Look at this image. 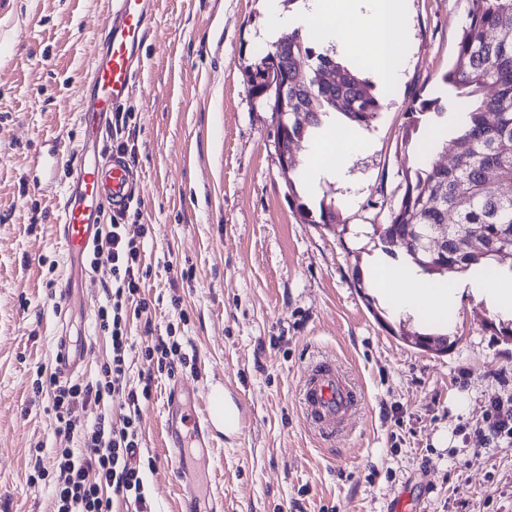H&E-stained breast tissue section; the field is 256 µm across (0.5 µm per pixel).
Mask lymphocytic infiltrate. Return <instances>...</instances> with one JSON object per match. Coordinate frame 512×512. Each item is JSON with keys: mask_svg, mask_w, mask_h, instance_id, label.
Segmentation results:
<instances>
[{"mask_svg": "<svg viewBox=\"0 0 512 512\" xmlns=\"http://www.w3.org/2000/svg\"><path fill=\"white\" fill-rule=\"evenodd\" d=\"M144 229L139 224L113 220L104 238L88 258L93 272L102 276L106 302L98 310L99 326L111 339L112 355L99 377L88 383L59 379L56 374L36 379L35 396H48L55 412L57 431L65 438L80 437L83 448L57 449L51 467L36 466L37 478H51L55 485L54 512H112L119 496L133 503L136 512H149L144 477L137 461L139 426L132 416L114 424L112 404L137 407L151 395L150 385L131 384L127 358L132 349L127 322L149 309L140 298V263ZM93 414L90 425L75 430L78 412Z\"/></svg>", "mask_w": 512, "mask_h": 512, "instance_id": "1", "label": "lymphocytic infiltrate"}]
</instances>
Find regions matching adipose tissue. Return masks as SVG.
Masks as SVG:
<instances>
[{
  "label": "adipose tissue",
  "instance_id": "1",
  "mask_svg": "<svg viewBox=\"0 0 512 512\" xmlns=\"http://www.w3.org/2000/svg\"><path fill=\"white\" fill-rule=\"evenodd\" d=\"M270 28L274 33L298 28L328 46L365 60L379 86L391 92L402 81L412 37L406 20L405 0H300L297 15L282 13L278 0H267ZM367 131L344 130L335 116L324 118L307 142L299 179L315 192L328 183L345 186V206L355 203L354 180L349 173L350 147L368 146ZM377 294L394 312H419L444 316L457 295L423 278L417 270H400L377 262L372 271Z\"/></svg>",
  "mask_w": 512,
  "mask_h": 512
}]
</instances>
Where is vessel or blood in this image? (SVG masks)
Instances as JSON below:
<instances>
[{"label": "vessel or blood", "mask_w": 512, "mask_h": 512, "mask_svg": "<svg viewBox=\"0 0 512 512\" xmlns=\"http://www.w3.org/2000/svg\"><path fill=\"white\" fill-rule=\"evenodd\" d=\"M157 0H111L104 37L96 48L85 79L91 91L80 94L82 143L73 148L52 140L31 155L27 180L37 195L60 197L55 236L67 256L84 253L99 237L106 212L127 209L138 191L130 163L104 151L113 109L127 101L141 75L142 50L159 29ZM72 159L75 178L69 195L58 196L57 172ZM84 350L61 346L56 356L59 376L71 375ZM362 400L360 390L335 365L323 361L303 377L302 406L307 419L328 438L343 431ZM168 450L165 463L178 481L183 499L206 494L210 512H223L224 497L213 483L214 446L212 393L186 383H173L165 404Z\"/></svg>", "instance_id": "obj_1"}]
</instances>
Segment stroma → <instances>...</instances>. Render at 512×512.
Returning <instances> with one entry per match:
<instances>
[{
	"instance_id": "obj_1",
	"label": "stroma",
	"mask_w": 512,
	"mask_h": 512,
	"mask_svg": "<svg viewBox=\"0 0 512 512\" xmlns=\"http://www.w3.org/2000/svg\"><path fill=\"white\" fill-rule=\"evenodd\" d=\"M108 0H17L0 30V512H53L49 485L28 479L35 460L80 448L56 432L52 405L33 399L38 371L53 372L67 337L87 354L72 379H93L111 350L96 325L98 274L66 256L50 235L53 201L33 196L29 157L48 140H77V83L103 37ZM161 27L125 111L133 115L140 193L128 221L145 227L140 293L146 317L131 318L129 375L151 374L139 410L141 454L153 512H178L181 491L164 459V404L184 379L223 388L241 404L243 430L217 441L214 477L224 512H388L406 495L415 512H512V444L488 442L490 398L512 399L511 319L463 291L446 318L395 316L355 270L373 258L406 262L383 247L388 223L419 165L418 142L451 114L422 117L403 145L413 102L446 97L466 0H408L413 49L405 78L383 99L368 151L352 155L355 205L333 226L304 221L275 150L266 98L248 70L266 54L264 0H157ZM66 303H59V294ZM448 335L446 352L415 346L404 332ZM174 336L186 356L151 371L138 348ZM335 360L365 393L335 443L306 423L299 404L312 358ZM40 457H33L34 445Z\"/></svg>"
}]
</instances>
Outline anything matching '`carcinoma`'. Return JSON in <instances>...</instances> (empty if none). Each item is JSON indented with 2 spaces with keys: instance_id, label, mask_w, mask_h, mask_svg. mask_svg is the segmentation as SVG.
I'll use <instances>...</instances> for the list:
<instances>
[{
  "instance_id": "obj_1",
  "label": "carcinoma",
  "mask_w": 512,
  "mask_h": 512,
  "mask_svg": "<svg viewBox=\"0 0 512 512\" xmlns=\"http://www.w3.org/2000/svg\"><path fill=\"white\" fill-rule=\"evenodd\" d=\"M470 22L463 30L452 67L444 76L448 94L459 100L469 123L443 144L451 164L425 165L406 176V190L387 224L376 229L386 245L397 237L411 261L431 273L430 258L415 256L414 233L428 235L434 225H448V251L438 259L448 273L472 269L483 276L497 273L501 252L512 253V0H467ZM310 64L304 79L288 88L298 115L291 116L294 135L306 137L334 112L359 126L369 125L381 109L373 86L360 73L318 52L299 30L279 39L249 71L251 92L267 90L268 72H295L300 60ZM330 69L336 83L325 88L319 73ZM440 196L438 207L430 205Z\"/></svg>"
}]
</instances>
